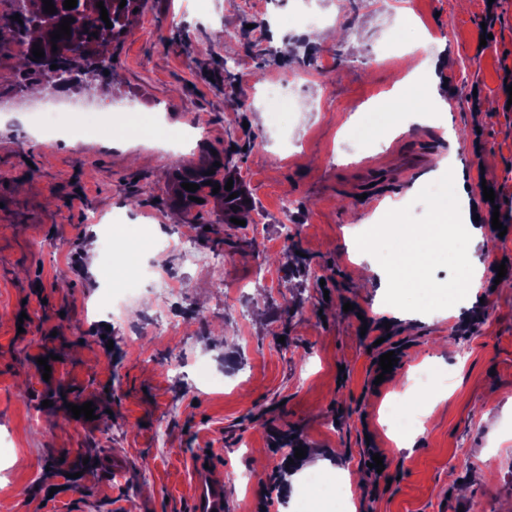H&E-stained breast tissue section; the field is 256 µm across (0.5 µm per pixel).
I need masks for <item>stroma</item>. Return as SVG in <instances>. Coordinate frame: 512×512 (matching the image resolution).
<instances>
[{"label":"stroma","instance_id":"obj_1","mask_svg":"<svg viewBox=\"0 0 512 512\" xmlns=\"http://www.w3.org/2000/svg\"><path fill=\"white\" fill-rule=\"evenodd\" d=\"M146 0L109 50L112 77L68 99L112 113L115 130L164 115L189 130L178 154L128 133L53 141L36 135L46 98L0 100V500L12 512H188L192 464L209 459L229 479L227 512H302L304 460L287 441L350 472L372 455L358 512H502L512 502V289L495 286L512 264V234L491 241L480 303L451 315L464 269L426 263L414 282L409 319L382 327L370 313L400 298L396 232L380 221L425 224L458 173L484 212L497 193L512 226V0ZM331 41L311 43L281 16L305 7ZM490 33L481 42L482 33ZM419 63L443 58L422 114L401 111L382 141L344 132L358 112H377ZM290 92L292 108L268 95ZM230 159L251 202L243 224L224 223L210 197L183 212L169 200L177 162ZM373 168L385 179L371 183ZM136 193L140 203L127 202ZM121 215L114 238L187 237L213 271L164 256L177 288L168 310L174 335L150 324L154 298L140 292L125 321L96 304L104 283L90 267L87 238L103 227L88 214ZM382 237L371 254L383 282L359 288L348 243ZM351 310H344V303ZM144 328L130 343L129 325ZM398 361L381 374L379 358ZM54 357L44 378L38 358ZM433 380L417 386L419 374ZM408 386L410 403L393 398ZM93 402L95 420L68 410ZM61 454L119 456L125 470L65 477Z\"/></svg>","mask_w":512,"mask_h":512}]
</instances>
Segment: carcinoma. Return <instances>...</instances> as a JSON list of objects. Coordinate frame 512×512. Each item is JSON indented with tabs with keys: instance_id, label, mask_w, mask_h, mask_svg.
<instances>
[{
	"instance_id": "obj_1",
	"label": "carcinoma",
	"mask_w": 512,
	"mask_h": 512,
	"mask_svg": "<svg viewBox=\"0 0 512 512\" xmlns=\"http://www.w3.org/2000/svg\"><path fill=\"white\" fill-rule=\"evenodd\" d=\"M102 1L108 12V18L112 27H106L101 20L100 9L96 3ZM64 0H52L56 13L44 12L42 0H18V7L11 8L7 14L0 16V29L11 34L12 43L22 46L24 67L28 79L43 83L58 90L69 88L75 84L91 90L96 87L98 79L104 75V71L112 70V55L107 53L106 45L116 41L126 31L130 17L136 15V10L141 8L142 0H126L124 7H119L121 0H77V6L67 10L63 6ZM19 15L21 22L11 19L13 15ZM65 17L74 18L70 24L71 37H62L54 42L50 33L57 30L58 24ZM97 33L92 37L91 33ZM38 44L43 49L45 56L39 61H33L32 46ZM57 45V51H52V45ZM76 47L84 51V56L79 60H71L63 54V49ZM56 64L58 68L51 69ZM210 168H192L187 165L177 169L179 175L178 197L180 203L187 207L192 203L190 197H199V193L208 191L213 195V185L220 186L218 196L224 199V216L232 218L246 207L245 198L241 195L228 199V196L238 191L237 187L225 190L226 181L219 180L213 174H208ZM210 185H205V182ZM183 183L199 185V189L190 192L181 187Z\"/></svg>"
}]
</instances>
